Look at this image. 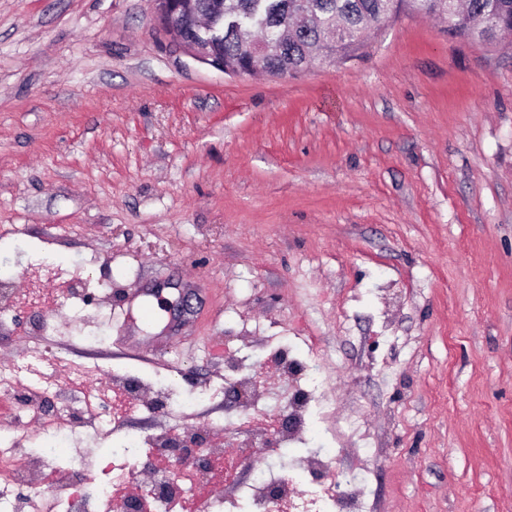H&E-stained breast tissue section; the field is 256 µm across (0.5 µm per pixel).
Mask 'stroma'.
Wrapping results in <instances>:
<instances>
[{
	"instance_id": "obj_1",
	"label": "stroma",
	"mask_w": 512,
	"mask_h": 512,
	"mask_svg": "<svg viewBox=\"0 0 512 512\" xmlns=\"http://www.w3.org/2000/svg\"><path fill=\"white\" fill-rule=\"evenodd\" d=\"M109 298L92 335L0 241V355L188 394L254 336L333 357L371 512H512V42L402 14L361 58L230 75L154 0H0V233ZM155 304L139 318L132 298ZM188 298L189 311L179 301ZM341 466L360 463L352 437Z\"/></svg>"
}]
</instances>
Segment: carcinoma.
Returning a JSON list of instances; mask_svg holds the SVG:
<instances>
[{"instance_id":"carcinoma-1","label":"carcinoma","mask_w":512,"mask_h":512,"mask_svg":"<svg viewBox=\"0 0 512 512\" xmlns=\"http://www.w3.org/2000/svg\"><path fill=\"white\" fill-rule=\"evenodd\" d=\"M224 15L217 20L224 31L207 49L208 64H224V72H245L253 60L255 44L277 37L286 22L297 19L288 46L267 60L265 71L276 77H295L309 66L312 47L325 38V30H337L329 46L335 61L361 56L368 43L365 30L401 12L437 15L448 20V34L474 41L497 38L496 31L512 27V0H182L177 25L167 14L159 16L162 29L174 38L185 39L192 18L210 16L216 3Z\"/></svg>"}]
</instances>
